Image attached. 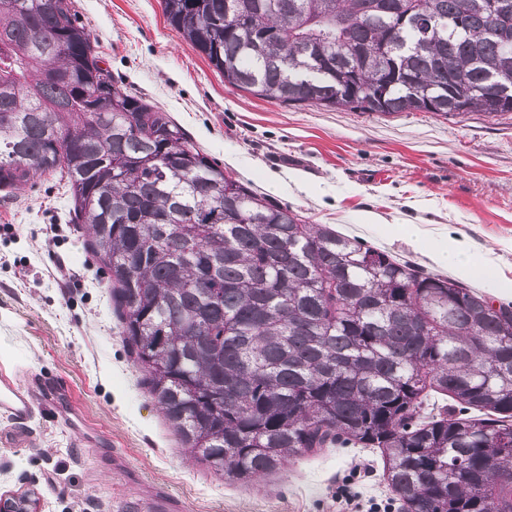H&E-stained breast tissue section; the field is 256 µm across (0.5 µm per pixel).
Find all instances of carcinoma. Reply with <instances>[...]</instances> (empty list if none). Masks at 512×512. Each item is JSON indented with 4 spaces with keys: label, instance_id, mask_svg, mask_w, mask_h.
<instances>
[{
    "label": "carcinoma",
    "instance_id": "1",
    "mask_svg": "<svg viewBox=\"0 0 512 512\" xmlns=\"http://www.w3.org/2000/svg\"><path fill=\"white\" fill-rule=\"evenodd\" d=\"M163 0L224 82L360 112H512V0ZM57 174L186 454L230 482L380 449L406 512H512V307L309 224L112 81L70 0H0V189ZM208 278V287L198 283ZM459 414L420 416L430 393Z\"/></svg>",
    "mask_w": 512,
    "mask_h": 512
}]
</instances>
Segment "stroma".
Returning <instances> with one entry per match:
<instances>
[{
	"mask_svg": "<svg viewBox=\"0 0 512 512\" xmlns=\"http://www.w3.org/2000/svg\"><path fill=\"white\" fill-rule=\"evenodd\" d=\"M101 65L159 107L243 182L312 224H327L425 270L468 243L485 276L464 283L512 303V112L385 115L263 100L225 85L166 20L162 0H71ZM58 176L0 190V363L17 366L32 416L0 418V495L37 493L42 512H369L398 503L375 448H324L286 471L229 484L182 454L119 334L109 273L70 223ZM423 240L415 245L407 229ZM67 390L74 431L43 397Z\"/></svg>",
	"mask_w": 512,
	"mask_h": 512,
	"instance_id": "35a3bbf8",
	"label": "stroma"
}]
</instances>
